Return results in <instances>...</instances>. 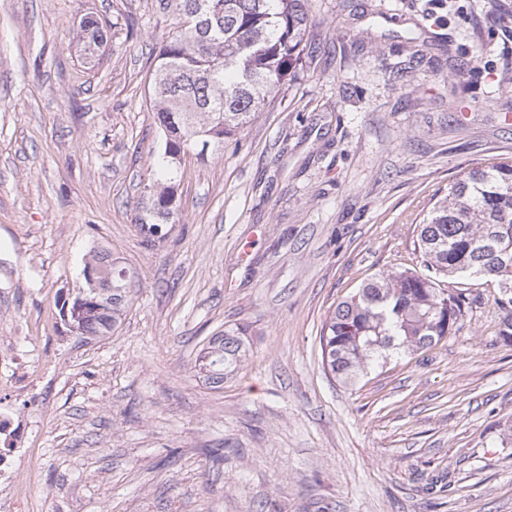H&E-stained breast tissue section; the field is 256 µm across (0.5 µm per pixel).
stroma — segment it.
<instances>
[{
	"label": "stroma",
	"instance_id": "obj_1",
	"mask_svg": "<svg viewBox=\"0 0 512 512\" xmlns=\"http://www.w3.org/2000/svg\"><path fill=\"white\" fill-rule=\"evenodd\" d=\"M111 27L95 63L77 45ZM159 0H0V490L34 449L36 512H512V346L498 288L437 345L344 385L322 327L476 166L512 162V0H311L301 61L179 170L164 238L136 226L161 147ZM107 251V336L60 309ZM249 353L194 368L224 327ZM79 28L84 39L82 46L84 59L92 63L99 55L100 49L107 45L109 32L101 20L94 16L83 17ZM124 271V268L112 265V290L122 289L124 296L122 300L112 299V306L107 308L104 307L105 310H110L107 314L105 312H99V305L94 302V295H90L89 299H85L84 302L79 304V306H76V303L73 301H71L70 305L68 302L66 304V301L63 302L61 310L65 307L63 315L70 328H72L70 323L71 321L79 327L80 332H78V334L80 336H86L87 338L104 336L112 330V327H114L117 324L118 319H120V316L122 315L121 312L124 309L125 304L128 302V287ZM106 322L109 323L108 327L106 326ZM248 331L246 325L224 328V334L213 336L200 351L195 367L209 383L221 385L224 378L237 373L247 357ZM213 372L219 373V378H214Z\"/></svg>",
	"mask_w": 512,
	"mask_h": 512
}]
</instances>
